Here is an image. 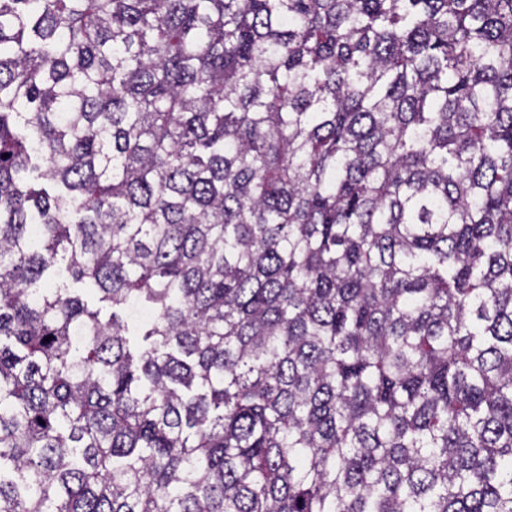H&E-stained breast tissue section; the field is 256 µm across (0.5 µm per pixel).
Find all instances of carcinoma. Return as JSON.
Returning a JSON list of instances; mask_svg holds the SVG:
<instances>
[{
  "label": "carcinoma",
  "instance_id": "1",
  "mask_svg": "<svg viewBox=\"0 0 512 512\" xmlns=\"http://www.w3.org/2000/svg\"><path fill=\"white\" fill-rule=\"evenodd\" d=\"M0 512H512V0H0ZM53 288L66 286L71 292L80 295L84 300L88 301L89 305L101 310V318L107 320L112 314V305L108 302H101V295L96 290V287L88 282H75L65 271H62L49 282Z\"/></svg>",
  "mask_w": 512,
  "mask_h": 512
}]
</instances>
